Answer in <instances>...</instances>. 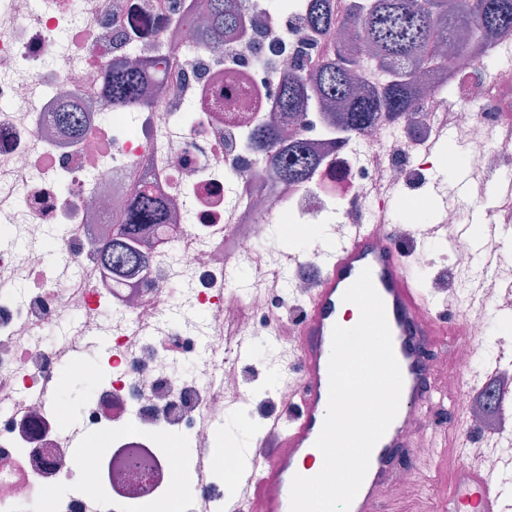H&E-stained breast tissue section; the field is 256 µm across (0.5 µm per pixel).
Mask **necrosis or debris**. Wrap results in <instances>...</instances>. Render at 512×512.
Instances as JSON below:
<instances>
[{"label":"necrosis or debris","instance_id":"necrosis-or-debris-1","mask_svg":"<svg viewBox=\"0 0 512 512\" xmlns=\"http://www.w3.org/2000/svg\"><path fill=\"white\" fill-rule=\"evenodd\" d=\"M242 29L213 43L200 0H0V512H223L236 493L237 449L222 446L226 411L251 393L224 356L225 327L272 338L278 310L312 293L310 277L279 263L264 241L290 223L315 263L312 225L355 214L392 221L373 187L399 188L433 163H464L478 176L512 173L511 37L434 55L408 111L379 113L350 135L320 103L279 111L287 73L311 76L328 55L356 58L363 90L382 74L345 29L323 35L296 24L302 9L234 0ZM151 69L155 91L133 110H108L115 61ZM80 113V128L55 113ZM111 119H104V111ZM274 122L305 142L318 164L297 185H278L252 132ZM452 133L460 157L428 144ZM167 206L135 242L145 268L114 279L103 252L140 190ZM473 283L457 305L470 343L451 354L449 390L463 410L451 443L501 472L512 427L477 418L471 345L494 301L467 242L448 254ZM85 359L91 388L70 421L60 392L66 355ZM206 444L210 482L184 488L186 461L165 437ZM94 471L93 487L80 476Z\"/></svg>","mask_w":512,"mask_h":512}]
</instances>
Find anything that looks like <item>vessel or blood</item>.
<instances>
[{
	"mask_svg": "<svg viewBox=\"0 0 512 512\" xmlns=\"http://www.w3.org/2000/svg\"><path fill=\"white\" fill-rule=\"evenodd\" d=\"M469 224L478 232L471 245L481 253L485 267L512 261L507 248L511 224L482 209L470 214ZM422 235L416 224H369L358 218L341 240L321 251L319 262L306 267L315 288L295 324L299 376L282 410L287 420L275 423L255 442L253 455L239 474L242 493L233 500L232 512H248L253 506L259 512H290L293 477L312 476L321 457L315 441L327 411L332 329L341 321L345 291L366 268L385 305L403 389L398 413L372 450L349 512H391L397 461L416 453L410 424H420L435 447H446L447 430L420 416L447 409L448 395L436 382L435 356L462 326L452 316V301L434 306L408 271L405 251ZM447 512H512V483H493L476 464L456 466L448 477Z\"/></svg>",
	"mask_w": 512,
	"mask_h": 512,
	"instance_id": "b4317fda",
	"label": "vessel or blood"
}]
</instances>
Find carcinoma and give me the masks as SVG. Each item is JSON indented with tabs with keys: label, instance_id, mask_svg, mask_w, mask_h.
Returning a JSON list of instances; mask_svg holds the SVG:
<instances>
[{
	"label": "carcinoma",
	"instance_id": "carcinoma-1",
	"mask_svg": "<svg viewBox=\"0 0 512 512\" xmlns=\"http://www.w3.org/2000/svg\"><path fill=\"white\" fill-rule=\"evenodd\" d=\"M203 2L214 37L238 27L240 17L231 0ZM459 16L472 17L463 37L473 45L479 44L490 31L512 35V0H358L343 23L360 26L359 37L372 49V65L386 77L380 91H356L355 61L331 56L321 63L311 85L294 75L283 78L280 111L301 113L318 97L330 108L339 107L334 123L351 134L365 130L380 112L407 111L418 92L414 73L428 62L435 36L455 31ZM306 20L311 27L325 33L336 26L329 0H311ZM147 78L144 70L125 64L112 66L106 86L107 107L139 105L146 92ZM251 143L266 150L269 165L280 184L301 183L316 167L315 157L302 140L283 143L278 128L272 124L254 130ZM162 215V205L150 193L138 194L126 210L112 244L105 250L111 272L122 274L141 267V258L131 247V240L141 225L157 224Z\"/></svg>",
	"mask_w": 512,
	"mask_h": 512
}]
</instances>
